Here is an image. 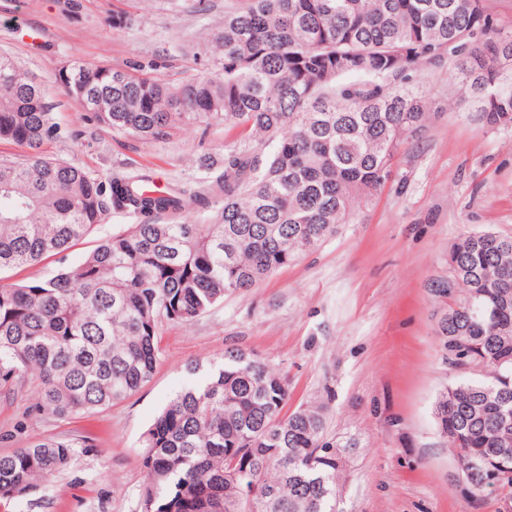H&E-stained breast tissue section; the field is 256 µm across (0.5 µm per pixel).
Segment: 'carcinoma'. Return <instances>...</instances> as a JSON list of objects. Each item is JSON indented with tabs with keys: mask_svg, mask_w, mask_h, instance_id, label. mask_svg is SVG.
Listing matches in <instances>:
<instances>
[{
	"mask_svg": "<svg viewBox=\"0 0 512 512\" xmlns=\"http://www.w3.org/2000/svg\"><path fill=\"white\" fill-rule=\"evenodd\" d=\"M237 0L210 35L216 72L162 82L75 64L60 80L97 122L151 140L222 124L240 140L196 159L204 176L153 187L131 167L109 184L41 152L57 137L40 85L0 53V273L62 255L107 203L136 218L46 279L0 281V399L38 381L31 412L89 416L138 392L162 356L163 322L189 326L336 234L391 178L431 119L415 77L448 64L483 122L512 124V18L500 0ZM458 96V97H460ZM458 97L448 96V110ZM436 293L442 361L455 378L434 416L477 495L512 500V236L462 235ZM290 389L237 346L160 411L142 441L137 512H338L345 447L321 400L283 413ZM89 435L0 455V507L66 470Z\"/></svg>",
	"mask_w": 512,
	"mask_h": 512,
	"instance_id": "obj_1",
	"label": "carcinoma"
}]
</instances>
